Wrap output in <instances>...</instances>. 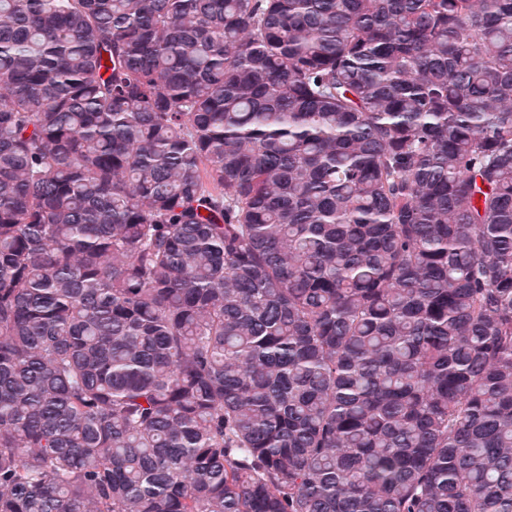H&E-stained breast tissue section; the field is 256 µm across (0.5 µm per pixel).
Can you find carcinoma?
I'll use <instances>...</instances> for the list:
<instances>
[{
    "label": "carcinoma",
    "mask_w": 512,
    "mask_h": 512,
    "mask_svg": "<svg viewBox=\"0 0 512 512\" xmlns=\"http://www.w3.org/2000/svg\"><path fill=\"white\" fill-rule=\"evenodd\" d=\"M0 512H512V0H0Z\"/></svg>",
    "instance_id": "cac0c4a2"
}]
</instances>
